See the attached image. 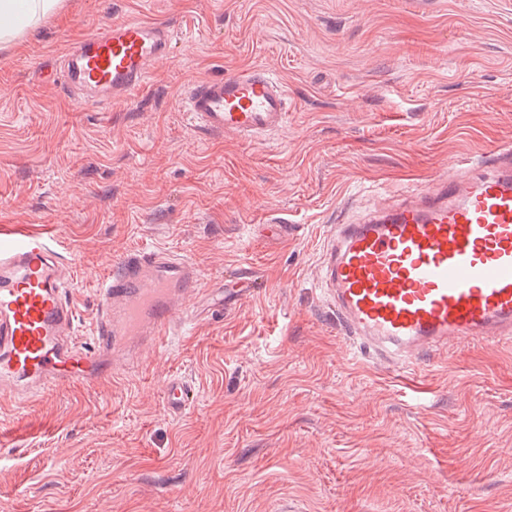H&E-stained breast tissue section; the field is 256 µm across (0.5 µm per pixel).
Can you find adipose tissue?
I'll return each mask as SVG.
<instances>
[{
  "mask_svg": "<svg viewBox=\"0 0 512 512\" xmlns=\"http://www.w3.org/2000/svg\"><path fill=\"white\" fill-rule=\"evenodd\" d=\"M63 6L64 0H0V52L20 51L42 21Z\"/></svg>",
  "mask_w": 512,
  "mask_h": 512,
  "instance_id": "ef3b65f1",
  "label": "adipose tissue"
}]
</instances>
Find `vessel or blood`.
I'll use <instances>...</instances> for the list:
<instances>
[{
    "mask_svg": "<svg viewBox=\"0 0 512 512\" xmlns=\"http://www.w3.org/2000/svg\"><path fill=\"white\" fill-rule=\"evenodd\" d=\"M167 24L127 18L98 29L66 52L57 77L88 104L117 101L145 84L168 57ZM183 110L204 133L259 141L288 120V90L252 67L193 84ZM479 173L434 180L340 219L321 258L328 302L346 335L395 367L462 342L512 340V149L490 151ZM54 238L0 230V386L32 395L64 381L113 375L116 357L163 349L183 319L180 303L198 294L199 269L150 250L97 278L99 312L91 347L76 341L71 279ZM162 405L174 417L194 401L171 376Z\"/></svg>",
    "mask_w": 512,
    "mask_h": 512,
    "instance_id": "1",
    "label": "vessel or blood"
}]
</instances>
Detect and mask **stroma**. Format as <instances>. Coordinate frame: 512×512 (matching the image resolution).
<instances>
[{"label": "stroma", "instance_id": "obj_1", "mask_svg": "<svg viewBox=\"0 0 512 512\" xmlns=\"http://www.w3.org/2000/svg\"><path fill=\"white\" fill-rule=\"evenodd\" d=\"M132 17L177 32L147 87L92 106L55 81ZM254 65L288 87L285 128L189 125V86ZM510 145L512 0H68L0 55V226L62 242L84 342L92 276L126 254L184 255L205 292L114 379L0 396V512H512V342L387 367L319 277L340 211ZM173 375L197 394L182 417ZM161 398L165 411L171 416L180 417L191 409L194 394L183 377L173 375L165 382Z\"/></svg>", "mask_w": 512, "mask_h": 512}]
</instances>
